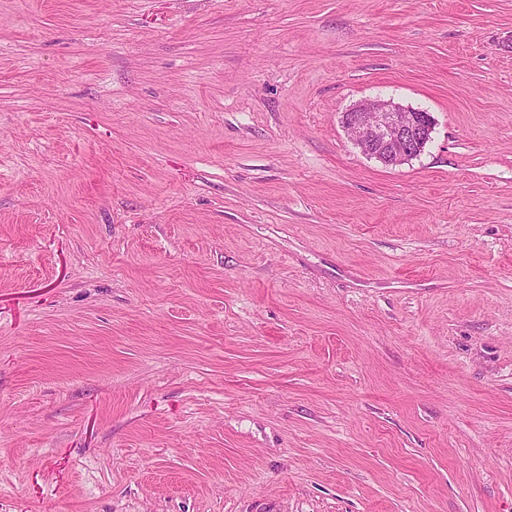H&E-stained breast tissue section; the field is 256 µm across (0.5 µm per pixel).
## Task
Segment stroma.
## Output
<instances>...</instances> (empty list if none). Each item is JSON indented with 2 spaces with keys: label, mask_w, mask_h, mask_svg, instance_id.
Listing matches in <instances>:
<instances>
[{
  "label": "stroma",
  "mask_w": 512,
  "mask_h": 512,
  "mask_svg": "<svg viewBox=\"0 0 512 512\" xmlns=\"http://www.w3.org/2000/svg\"><path fill=\"white\" fill-rule=\"evenodd\" d=\"M0 512H512V0H0ZM344 120L345 128L354 136L355 143L364 154L380 160L385 165L396 166L421 151L431 132L430 124H420L414 112L393 100H376L359 105ZM389 150L395 158L388 163L380 152Z\"/></svg>",
  "instance_id": "stroma-1"
}]
</instances>
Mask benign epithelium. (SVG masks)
<instances>
[{
    "instance_id": "1",
    "label": "benign epithelium",
    "mask_w": 512,
    "mask_h": 512,
    "mask_svg": "<svg viewBox=\"0 0 512 512\" xmlns=\"http://www.w3.org/2000/svg\"><path fill=\"white\" fill-rule=\"evenodd\" d=\"M344 126L364 154L379 160L386 148L397 165L418 154L431 132V125L419 123L414 110L391 99L352 108Z\"/></svg>"
}]
</instances>
